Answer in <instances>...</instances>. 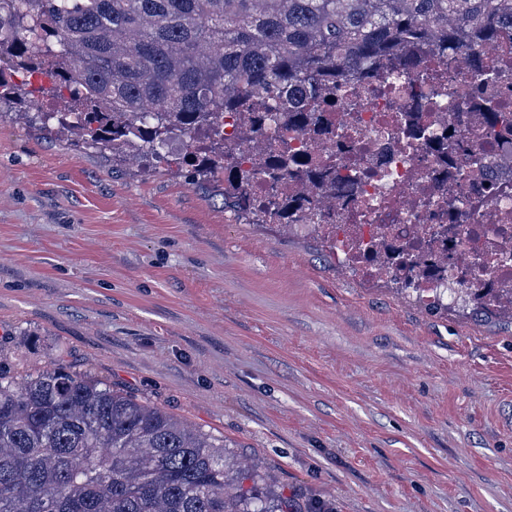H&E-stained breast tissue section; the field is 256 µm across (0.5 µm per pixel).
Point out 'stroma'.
<instances>
[{
    "label": "stroma",
    "instance_id": "35a3bbf8",
    "mask_svg": "<svg viewBox=\"0 0 512 512\" xmlns=\"http://www.w3.org/2000/svg\"><path fill=\"white\" fill-rule=\"evenodd\" d=\"M0 106V352L63 360L338 512H512V319L432 309L219 183Z\"/></svg>",
    "mask_w": 512,
    "mask_h": 512
}]
</instances>
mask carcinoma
I'll return each instance as SVG.
<instances>
[{
  "label": "carcinoma",
  "instance_id": "carcinoma-1",
  "mask_svg": "<svg viewBox=\"0 0 512 512\" xmlns=\"http://www.w3.org/2000/svg\"><path fill=\"white\" fill-rule=\"evenodd\" d=\"M510 31L512 0H0V102L32 103L15 77L44 75L67 93L58 128L194 184L217 180L225 161L224 203L265 224L282 208L270 191L249 204L234 194L251 171L224 113L258 96L295 129H317L324 85L381 73L397 87L427 75L423 49L465 59L477 90L498 80L485 49L512 53ZM485 114L488 141L512 123L499 101ZM175 138L196 147L170 158L163 142ZM433 139L460 149L453 134ZM306 163L276 148L266 175ZM468 300L512 318V297ZM257 484L252 470L228 469L222 436L60 360L20 374L0 357V512H336Z\"/></svg>",
  "mask_w": 512,
  "mask_h": 512
}]
</instances>
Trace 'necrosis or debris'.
Returning <instances> with one entry per match:
<instances>
[{"instance_id": "obj_1", "label": "necrosis or debris", "mask_w": 512, "mask_h": 512, "mask_svg": "<svg viewBox=\"0 0 512 512\" xmlns=\"http://www.w3.org/2000/svg\"><path fill=\"white\" fill-rule=\"evenodd\" d=\"M440 86L412 81L394 90L352 82L335 90L339 112L356 117L353 130L298 131L287 119L249 123L225 115L226 131L245 138L255 157L285 140L312 158L330 159L347 174L338 192L305 177L285 178L280 201H294L290 224L311 229L323 224L336 240L340 262L370 257L373 276L402 272V252L415 249L412 274L424 299L437 300L444 287L475 288L486 298L512 286V219L500 206L512 198V131L487 147L475 134L484 127L483 96L512 103V69L497 85L475 92L466 67H443ZM469 94V108H456ZM453 131L462 140L454 158L442 156L427 126ZM491 258L489 272L477 273L472 257Z\"/></svg>"}]
</instances>
